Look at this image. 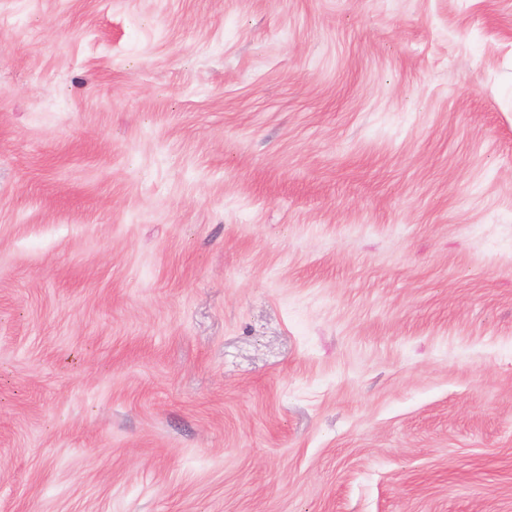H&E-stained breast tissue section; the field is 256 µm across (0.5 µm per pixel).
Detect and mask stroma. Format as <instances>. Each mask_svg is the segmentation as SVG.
Returning a JSON list of instances; mask_svg holds the SVG:
<instances>
[{
    "mask_svg": "<svg viewBox=\"0 0 512 512\" xmlns=\"http://www.w3.org/2000/svg\"><path fill=\"white\" fill-rule=\"evenodd\" d=\"M0 512H512V0H0Z\"/></svg>",
    "mask_w": 512,
    "mask_h": 512,
    "instance_id": "35a3bbf8",
    "label": "stroma"
}]
</instances>
